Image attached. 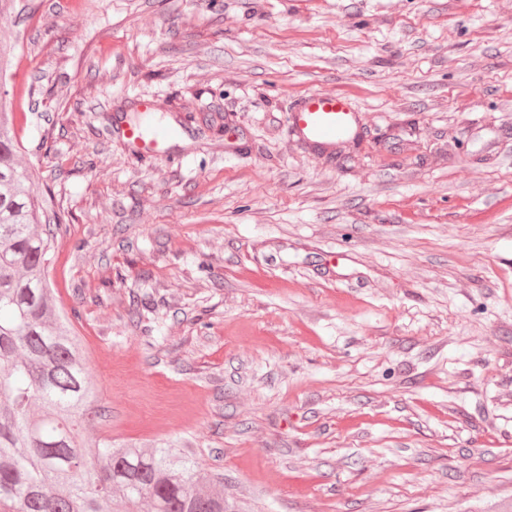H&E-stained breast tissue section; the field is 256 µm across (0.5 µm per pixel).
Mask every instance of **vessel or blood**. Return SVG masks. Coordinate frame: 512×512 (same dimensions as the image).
I'll return each instance as SVG.
<instances>
[{
	"instance_id": "obj_1",
	"label": "vessel or blood",
	"mask_w": 512,
	"mask_h": 512,
	"mask_svg": "<svg viewBox=\"0 0 512 512\" xmlns=\"http://www.w3.org/2000/svg\"><path fill=\"white\" fill-rule=\"evenodd\" d=\"M288 121L292 134L318 155L359 131L356 107L347 96L335 92L307 94L290 111ZM114 124L136 153L155 158L169 156L180 138L179 127L172 124L127 125L119 116Z\"/></svg>"
}]
</instances>
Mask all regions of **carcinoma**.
I'll list each match as a JSON object with an SVG mask.
<instances>
[{
  "label": "carcinoma",
  "mask_w": 512,
  "mask_h": 512,
  "mask_svg": "<svg viewBox=\"0 0 512 512\" xmlns=\"http://www.w3.org/2000/svg\"><path fill=\"white\" fill-rule=\"evenodd\" d=\"M0 0V17L28 11ZM14 71L0 43V89ZM0 111V508L3 512H239L224 478L177 448L86 438L98 387L50 277L60 219Z\"/></svg>",
  "instance_id": "cac0c4a2"
}]
</instances>
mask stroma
<instances>
[{
	"label": "stroma",
	"instance_id": "1",
	"mask_svg": "<svg viewBox=\"0 0 512 512\" xmlns=\"http://www.w3.org/2000/svg\"><path fill=\"white\" fill-rule=\"evenodd\" d=\"M0 106L63 217L91 439L243 512H512V0H32ZM353 98L331 160L288 132ZM181 121L167 160L114 112ZM359 111L351 100L335 92H312L304 96L289 113L292 134L318 156L336 143L359 132Z\"/></svg>",
	"mask_w": 512,
	"mask_h": 512
}]
</instances>
